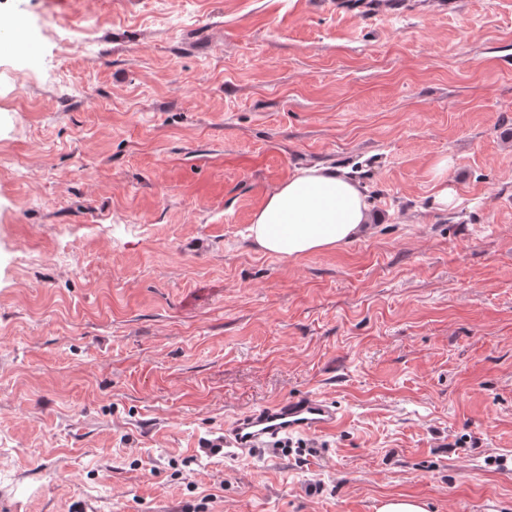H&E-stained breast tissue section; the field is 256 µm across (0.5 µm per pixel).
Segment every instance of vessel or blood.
Instances as JSON below:
<instances>
[{
    "label": "vessel or blood",
    "mask_w": 512,
    "mask_h": 512,
    "mask_svg": "<svg viewBox=\"0 0 512 512\" xmlns=\"http://www.w3.org/2000/svg\"><path fill=\"white\" fill-rule=\"evenodd\" d=\"M340 421L336 403L327 398L311 394L286 398L226 421L224 443L250 453L295 434L333 432Z\"/></svg>",
    "instance_id": "b4317fda"
}]
</instances>
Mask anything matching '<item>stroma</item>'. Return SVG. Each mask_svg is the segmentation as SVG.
<instances>
[{"instance_id": "35a3bbf8", "label": "stroma", "mask_w": 512, "mask_h": 512, "mask_svg": "<svg viewBox=\"0 0 512 512\" xmlns=\"http://www.w3.org/2000/svg\"><path fill=\"white\" fill-rule=\"evenodd\" d=\"M1 23L0 512H512V0H0ZM313 166L371 224L259 251L254 213ZM304 393L339 428L221 446ZM452 164L451 157L443 156L434 163L431 169V178L436 188L434 202L442 209H448L457 204L455 189L448 185V169ZM377 512H428V510L425 502L400 496L383 500Z\"/></svg>"}]
</instances>
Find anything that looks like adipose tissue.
Returning <instances> with one entry per match:
<instances>
[{
	"label": "adipose tissue",
	"instance_id": "obj_1",
	"mask_svg": "<svg viewBox=\"0 0 512 512\" xmlns=\"http://www.w3.org/2000/svg\"><path fill=\"white\" fill-rule=\"evenodd\" d=\"M369 221L357 182L328 167L295 170L256 212L249 236L264 253L296 258L358 238Z\"/></svg>",
	"mask_w": 512,
	"mask_h": 512
}]
</instances>
